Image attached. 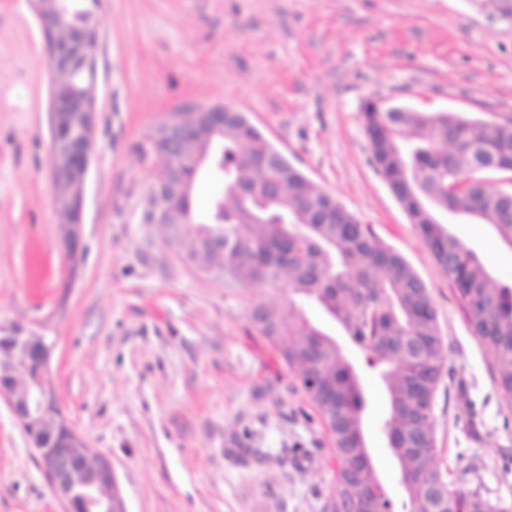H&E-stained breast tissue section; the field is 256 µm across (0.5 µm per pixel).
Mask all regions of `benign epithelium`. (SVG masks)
Segmentation results:
<instances>
[{"label":"benign epithelium","mask_w":512,"mask_h":512,"mask_svg":"<svg viewBox=\"0 0 512 512\" xmlns=\"http://www.w3.org/2000/svg\"><path fill=\"white\" fill-rule=\"evenodd\" d=\"M44 27L52 61L49 166L61 241L73 262L81 255L84 191L90 167L95 98L80 92L81 78L95 79L96 30L77 32L61 16L60 0H30ZM237 110L215 104L171 115L162 124L166 150L180 154L198 124L215 137L224 115ZM52 343L21 322L0 328V396L38 452L41 469L63 512H126L110 461L94 453L61 413L48 384Z\"/></svg>","instance_id":"benign-epithelium-1"}]
</instances>
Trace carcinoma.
<instances>
[{
    "label": "carcinoma",
    "instance_id": "obj_1",
    "mask_svg": "<svg viewBox=\"0 0 512 512\" xmlns=\"http://www.w3.org/2000/svg\"><path fill=\"white\" fill-rule=\"evenodd\" d=\"M62 6L73 27L91 26L86 0ZM362 120L373 165L447 271L495 380L512 401V285H496L480 256L432 213L437 207L473 216L512 248V200L474 183L454 188L480 170L476 162L485 155L499 169H512V119L381 112L368 100ZM197 149L191 143L178 158L190 186L201 173ZM140 150L152 165L143 209L153 207L156 190L167 201L159 229L168 247L191 265L224 268L236 284L287 281L300 303L322 309L366 354L386 384L384 432L406 494L402 512H512V501L463 488L435 463L433 402L446 360L443 338L428 289L399 253L295 168L242 113L213 139L206 166L222 176L224 194L212 198L203 221L192 191H171L161 140L150 135ZM258 308L263 317L255 328L295 371L330 438L335 475L323 512H396L366 448V401L346 351L302 308L294 314ZM261 442L258 432L231 437L235 447L255 454Z\"/></svg>",
    "mask_w": 512,
    "mask_h": 512
}]
</instances>
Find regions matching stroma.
Listing matches in <instances>:
<instances>
[{"label": "stroma", "mask_w": 512, "mask_h": 512, "mask_svg": "<svg viewBox=\"0 0 512 512\" xmlns=\"http://www.w3.org/2000/svg\"><path fill=\"white\" fill-rule=\"evenodd\" d=\"M83 254L70 264L49 153L50 58L28 0H0V325L53 344L59 407L117 475L127 512H322L329 437L295 374L249 320L290 308L287 286L194 273L140 218L152 176L138 150L184 108L242 112L311 181L371 225L426 284L445 368L433 416L440 469L512 500V403L448 277L371 162L366 100L512 118V0H100ZM449 232L500 283L512 248L491 225ZM367 446L395 504L386 387L362 372ZM263 457L231 447L243 428ZM310 451L300 466L283 449ZM0 512H62L38 454L0 398Z\"/></svg>", "instance_id": "stroma-1"}]
</instances>
